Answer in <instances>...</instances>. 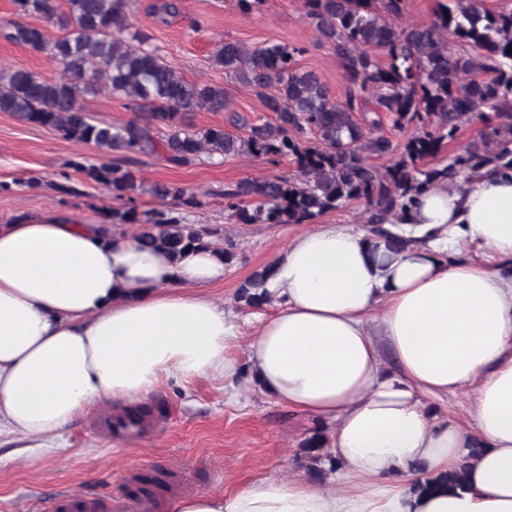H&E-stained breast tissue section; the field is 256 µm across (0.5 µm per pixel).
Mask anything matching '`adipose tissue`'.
<instances>
[{"label":"adipose tissue","instance_id":"obj_1","mask_svg":"<svg viewBox=\"0 0 512 512\" xmlns=\"http://www.w3.org/2000/svg\"><path fill=\"white\" fill-rule=\"evenodd\" d=\"M401 232L417 245L295 235L264 285L273 313L247 322L202 294L224 278L211 250L0 224V432L49 443L92 407L220 380L228 400L257 391L323 422L333 478L272 473L168 512H512V171L432 186ZM464 392V417L443 409ZM465 458L462 487L423 489Z\"/></svg>","mask_w":512,"mask_h":512}]
</instances>
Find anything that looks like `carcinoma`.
Returning <instances> with one entry per match:
<instances>
[{"instance_id":"carcinoma-1","label":"carcinoma","mask_w":512,"mask_h":512,"mask_svg":"<svg viewBox=\"0 0 512 512\" xmlns=\"http://www.w3.org/2000/svg\"><path fill=\"white\" fill-rule=\"evenodd\" d=\"M19 14L38 15L64 32L54 40L45 29L13 22L5 38L61 67L57 79H44L17 68L0 73V112L17 120L48 127L67 140L93 143L110 162L89 167L74 162L115 200H132L142 184L129 167L130 155H155L174 166L201 157L221 160L252 156L276 162L291 158L295 173L250 179L224 187V211L238 224H315L326 213L351 201L365 203L364 223L376 226L399 251L415 243L383 228L404 221L415 196L448 179L470 181L485 167L512 169V7L492 12L479 0L439 4L434 18L402 27L396 20L408 0H305V18L321 39L332 45L347 84L343 99H334L320 77L299 65L303 49L280 40L246 46L226 40L211 55L214 67L258 90L274 122L254 124L238 112L227 121L246 127L237 137L222 127L197 129L188 115L198 109L221 112L224 87L187 82L166 62L150 36L128 30L129 0H14ZM104 90L129 100L137 116L115 126L98 123L85 100ZM375 99L399 131L413 133L400 145L377 135V121H362L365 100ZM497 122H492V119ZM473 121L483 124L479 139L448 156V162L425 168L445 140ZM390 158L377 166L370 159ZM151 193L171 200L173 208L138 213L116 207L109 226L133 224L140 244L178 257L189 247L212 248L224 261L236 256V243H217L219 230L189 224L182 210L201 202L194 194L167 183ZM252 201L241 205L242 198ZM269 269L253 274L240 288L239 299L256 307L268 302L263 287ZM326 436L315 434L306 450L315 460ZM468 459L437 482L454 490L463 484Z\"/></svg>"}]
</instances>
